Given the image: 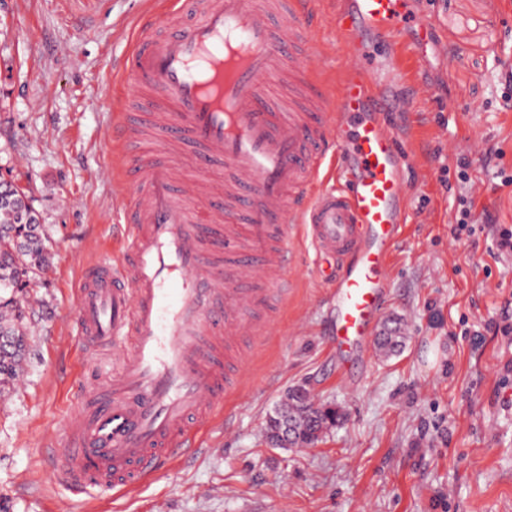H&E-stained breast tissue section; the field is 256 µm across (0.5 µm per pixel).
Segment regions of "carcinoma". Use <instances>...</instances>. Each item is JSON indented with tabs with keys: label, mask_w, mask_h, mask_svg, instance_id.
<instances>
[{
	"label": "carcinoma",
	"mask_w": 512,
	"mask_h": 512,
	"mask_svg": "<svg viewBox=\"0 0 512 512\" xmlns=\"http://www.w3.org/2000/svg\"><path fill=\"white\" fill-rule=\"evenodd\" d=\"M48 265L47 247L39 224H19L0 208V394L15 384L27 351L24 311L19 293L29 287L34 275ZM281 410L297 421L298 444L307 447L319 439L323 424L337 423L341 414L332 407L315 405L309 396L288 395Z\"/></svg>",
	"instance_id": "carcinoma-1"
}]
</instances>
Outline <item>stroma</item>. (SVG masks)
I'll use <instances>...</instances> for the list:
<instances>
[{"label": "stroma", "instance_id": "stroma-1", "mask_svg": "<svg viewBox=\"0 0 512 512\" xmlns=\"http://www.w3.org/2000/svg\"><path fill=\"white\" fill-rule=\"evenodd\" d=\"M414 4L446 49L422 50L406 143L410 218L384 310L407 327L401 351L343 374L336 262L291 225L292 286L266 336L233 353L241 398H224L179 462L91 496L58 478L45 430H64L115 358L75 335V295L86 267L122 250L124 197L106 165L113 109L132 95L112 74L164 0H0V175L28 187L51 255L22 300L25 382L0 395V512H57L61 500L69 512H512V335L499 330L512 255L491 249L512 227V0ZM463 194L475 200L469 238L453 233ZM298 386L342 418L314 446L269 447L266 419Z\"/></svg>", "mask_w": 512, "mask_h": 512}]
</instances>
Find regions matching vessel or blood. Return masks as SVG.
Wrapping results in <instances>:
<instances>
[{
    "mask_svg": "<svg viewBox=\"0 0 512 512\" xmlns=\"http://www.w3.org/2000/svg\"><path fill=\"white\" fill-rule=\"evenodd\" d=\"M400 0H337L343 49L336 95L287 112L266 81L285 58L313 62L311 0H169L175 22L153 16L125 55L129 86L152 94L164 148L191 143L203 172L224 184H176L173 158L131 157L124 253L87 268L76 293L86 348L122 357L90 383L66 424L58 475L83 490L178 460L216 409L224 339L257 336L260 312L289 286L288 227L335 258L332 334L340 352L370 358L388 288L391 249L408 219L411 163L385 113L413 95L405 57L433 42L431 22ZM395 49L374 62L369 47Z\"/></svg>",
    "mask_w": 512,
    "mask_h": 512,
    "instance_id": "1",
    "label": "vessel or blood"
}]
</instances>
